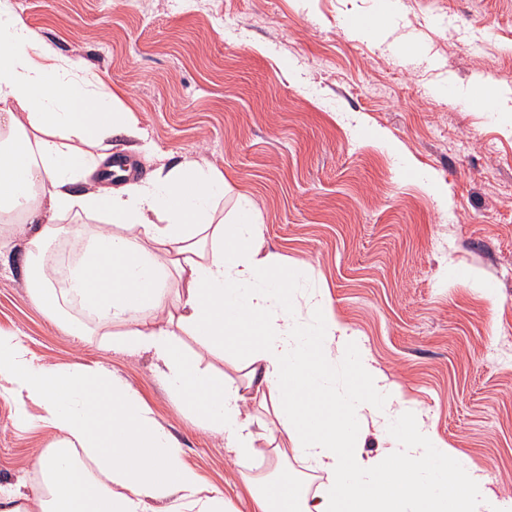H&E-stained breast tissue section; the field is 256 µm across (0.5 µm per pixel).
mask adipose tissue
Instances as JSON below:
<instances>
[{"label":"adipose tissue","instance_id":"adipose-tissue-1","mask_svg":"<svg viewBox=\"0 0 512 512\" xmlns=\"http://www.w3.org/2000/svg\"><path fill=\"white\" fill-rule=\"evenodd\" d=\"M115 134L142 131L131 113L114 111L98 76L41 43L13 0H0V239L21 237L28 292L47 317L79 338L150 355L198 426L238 457L263 455L267 473L242 476L252 512H512V499L493 495L426 427L323 299L310 298L305 322L296 321V273L256 246L249 201L218 218V169L162 161L148 180L73 193ZM98 214L108 224L88 225ZM181 331L199 350L183 348ZM243 331L253 341L237 386L204 359L223 358L225 337ZM340 364L360 375L361 389L337 393ZM319 390L326 406L309 411ZM249 391L264 415L245 411ZM0 394L38 406L53 437L30 491H0V512H234L140 395L105 368L47 366L0 333ZM361 410L395 421L383 457L357 450ZM293 453L325 473L316 492L285 476Z\"/></svg>","mask_w":512,"mask_h":512}]
</instances>
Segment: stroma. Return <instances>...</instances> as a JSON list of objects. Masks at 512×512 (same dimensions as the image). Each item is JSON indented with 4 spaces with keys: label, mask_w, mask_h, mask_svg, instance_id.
Masks as SVG:
<instances>
[{
    "label": "stroma",
    "mask_w": 512,
    "mask_h": 512,
    "mask_svg": "<svg viewBox=\"0 0 512 512\" xmlns=\"http://www.w3.org/2000/svg\"><path fill=\"white\" fill-rule=\"evenodd\" d=\"M380 0H14L39 40L100 75L144 132L111 137L138 179L157 156L210 165L255 206L257 244L319 291L428 427L512 498V0H399L382 37L349 20ZM479 34L482 50L469 46ZM454 86L456 95L444 94ZM454 268L478 272L450 277ZM22 240L0 246V330L47 365L105 367L136 390L205 482L250 512L244 467L197 426L149 356L81 340L30 298ZM26 419H19V410ZM0 395V487L35 480L51 440Z\"/></svg>",
    "instance_id": "35a3bbf8"
}]
</instances>
